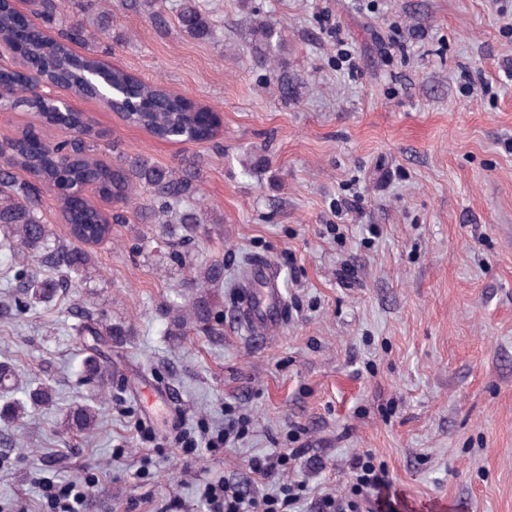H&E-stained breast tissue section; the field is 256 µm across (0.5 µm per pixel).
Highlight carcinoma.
<instances>
[{"instance_id": "cac0c4a2", "label": "carcinoma", "mask_w": 512, "mask_h": 512, "mask_svg": "<svg viewBox=\"0 0 512 512\" xmlns=\"http://www.w3.org/2000/svg\"><path fill=\"white\" fill-rule=\"evenodd\" d=\"M72 5L79 13H64L66 4L61 0L45 4L40 19L46 24L61 25L58 36L48 40L39 30L20 34L10 0H0V40L22 41L25 61L40 68L47 78L64 76L67 89L76 96L109 98L127 123L157 138L189 143L212 139L209 128L198 121L195 107L162 83L143 81L123 69L104 67L94 56L75 54L72 44L91 40L93 32L86 27L88 6L79 0H72ZM177 18L181 31L190 37L206 38L213 33L209 16L198 0H179ZM285 45L276 22L262 16L254 19L245 43L246 53L253 66L266 71V80L276 87L280 99L288 102L300 98L301 82L288 72ZM0 81L9 86V95L0 102V109L22 104L48 123L61 119L78 132L80 144V155L69 163L58 158L67 146L65 142L39 148L26 135L9 147L0 148L8 155L6 163L0 164V255L26 252L39 265L37 272L23 268L15 272L20 291V297L15 299L18 306L26 308L33 301L49 303L63 288L84 280L94 263L86 238L93 234L110 238L112 224L125 222L119 212L107 215L96 208L75 205V195L87 182L94 183L101 197L123 208L133 201L137 190H144L149 204L141 212L166 230L178 224L192 233L202 224L213 223L197 199L199 188L194 184L190 162H184L180 168L163 167L140 154L112 168L102 166L94 159L92 131L82 125L77 113L70 110L63 116L57 101L33 95L26 75L21 72H0ZM17 169L28 173L31 179L19 178ZM52 186L64 190L55 196V204L71 225V241L65 244L57 241L40 216L43 194ZM186 284L195 293L172 302L178 312L177 322L206 329L216 315V305L206 289L224 284V262L213 260L205 264L187 278ZM77 331L91 338L85 344L84 376L105 383L100 346L129 335V330L110 323L102 315L95 318L84 314L79 317ZM16 385L17 374L12 365L0 362V422L5 425L28 414L30 409L53 402L50 386L29 390L23 401L11 399L8 394ZM100 420L101 409L91 406L80 405L67 415V424L78 431L91 430Z\"/></svg>"}]
</instances>
